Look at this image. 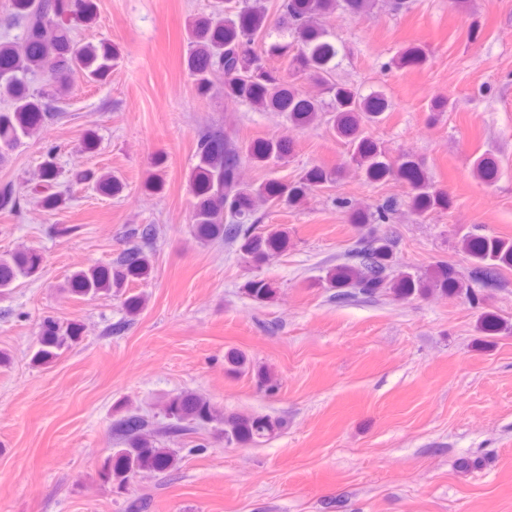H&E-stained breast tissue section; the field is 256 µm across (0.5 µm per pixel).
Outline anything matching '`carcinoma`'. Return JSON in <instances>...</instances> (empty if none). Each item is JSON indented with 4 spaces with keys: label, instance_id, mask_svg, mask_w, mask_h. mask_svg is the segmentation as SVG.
<instances>
[{
    "label": "carcinoma",
    "instance_id": "carcinoma-1",
    "mask_svg": "<svg viewBox=\"0 0 512 512\" xmlns=\"http://www.w3.org/2000/svg\"><path fill=\"white\" fill-rule=\"evenodd\" d=\"M371 0H277L276 20L270 21L263 0H218L213 12L192 19L188 25L190 46L185 69L194 82L196 93L208 97L215 91L214 76H224V99L245 103L257 112H279L295 129L325 124L346 146L350 160L366 179L379 182L388 178L407 184V200L387 199L375 210H361L346 197L335 199L336 207L350 213L353 224H380L389 220L398 208L406 206L416 220L445 210L448 194L437 189L427 173L408 156L391 159L381 143L369 133V127L381 123L389 102L381 91L362 96L349 86L329 79L338 54L328 40L321 19L340 10L352 16L364 14ZM92 0H10L9 22L23 28L18 41H0V161L23 139L37 134L50 116L49 94L33 88L27 76L40 74L46 85L63 94L67 91L65 75L78 68L93 81H104L112 74L119 59L115 45L100 41L77 45L73 31L94 19ZM275 26L280 40L264 45L268 56L289 57L296 74L326 86L330 101L303 93L269 68L254 45L270 35ZM426 60L418 46L405 48L392 61L398 67H417ZM291 140L275 137L240 144L218 130L205 128L198 135L196 157L189 184L194 199L192 233L202 243L224 241L236 246L246 261L261 265L288 249V230L269 226L261 231L246 223L258 207H293L309 194L336 182L339 168L313 165L294 181L269 179L258 185L246 184L237 177V169L246 160L259 167H269L288 156ZM474 174L488 182L494 178V162L480 156L473 163ZM75 184L94 183L111 197L124 186L115 175H96L75 169L70 174ZM57 172L52 162L44 164L41 183L32 188L38 204L53 212L66 203L57 190ZM134 243L108 265H90L73 272L69 291L94 298L110 295L122 298L125 312L134 317L143 308V297L127 292L129 284L149 279L154 270L152 244L156 225L140 224L130 232ZM464 250L473 261L468 278L438 262L419 275L393 270L395 241L387 235L360 238L348 252V261L326 268L322 282L336 289V299L352 300L384 291L396 299H408L430 292L465 294L476 304L478 288L493 285L505 270L512 269V239L471 234L463 239ZM42 264L41 255L31 248L17 249L0 256V292L10 288L20 277H34ZM242 292L252 301L264 304L277 294L276 287L264 279H248ZM82 327L76 322H43L38 348L32 356L35 365H49L77 344ZM228 371L252 372L257 386L268 394L279 389L275 377L263 368H251L241 352L229 350L224 355ZM165 421H151L139 413H127L116 421L121 447L113 449L98 466V478L117 494L126 492L135 475L142 472L164 473L175 467L177 451L159 445L170 436L191 435L216 423L224 443L247 447L265 442L282 428V420L267 414L220 413L207 398L186 391L171 398L164 406Z\"/></svg>",
    "mask_w": 512,
    "mask_h": 512
}]
</instances>
